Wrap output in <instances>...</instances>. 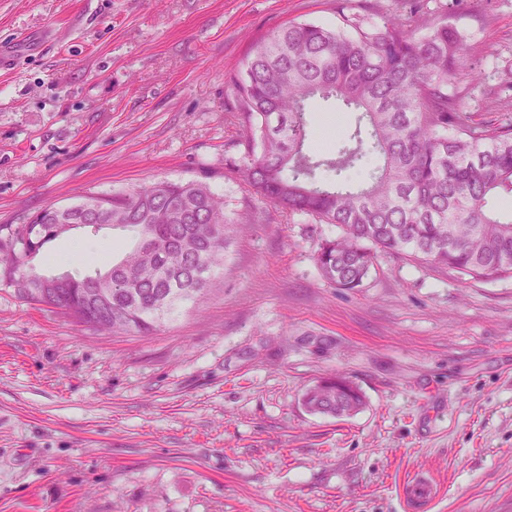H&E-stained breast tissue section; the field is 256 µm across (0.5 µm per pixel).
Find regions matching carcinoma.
I'll list each match as a JSON object with an SVG mask.
<instances>
[{
    "mask_svg": "<svg viewBox=\"0 0 512 512\" xmlns=\"http://www.w3.org/2000/svg\"><path fill=\"white\" fill-rule=\"evenodd\" d=\"M469 37L446 23L395 11L380 25L339 14V24L292 23L255 44L232 82L245 147L237 174L290 215L331 224L316 264L338 288H361L377 255H404L473 279L512 277V218L488 207L512 195V124H477L463 92L479 85ZM334 100L355 114L336 148L308 150L307 112ZM96 233L110 221L135 245L92 274L71 273L55 306L96 329L150 333L178 308L198 306L236 229L224 198L198 181H161L76 204ZM56 204L25 224H1L0 288L19 256L59 238ZM344 377L302 396L312 414L350 417L364 405Z\"/></svg>",
    "mask_w": 512,
    "mask_h": 512,
    "instance_id": "obj_1",
    "label": "carcinoma"
}]
</instances>
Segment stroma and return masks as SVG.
<instances>
[{
    "label": "stroma",
    "instance_id": "obj_1",
    "mask_svg": "<svg viewBox=\"0 0 512 512\" xmlns=\"http://www.w3.org/2000/svg\"><path fill=\"white\" fill-rule=\"evenodd\" d=\"M420 6L465 31L480 124L512 123V0H0V224L156 182L201 181L239 229L201 309L112 335L0 290V512H512V277L380 255L363 288L325 280L336 227L288 215L235 173L231 80L252 46L339 12ZM352 113L320 101L308 145ZM129 232L48 243L49 274L118 258ZM341 376L366 403L313 415ZM302 405L312 414L350 417L364 405L360 389L344 377L323 378L302 396ZM407 507L413 511L428 508L435 497V486L431 478L413 476L404 486Z\"/></svg>",
    "mask_w": 512,
    "mask_h": 512
}]
</instances>
